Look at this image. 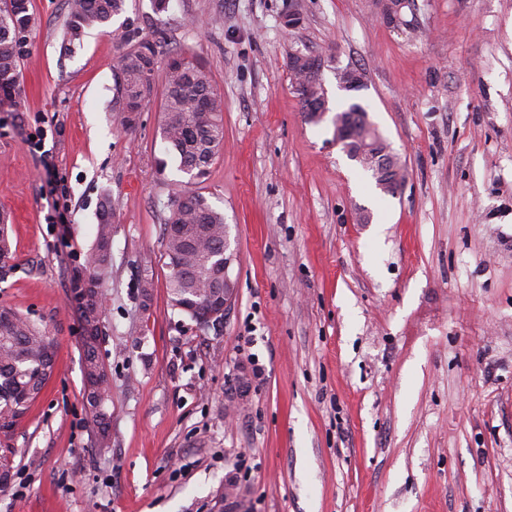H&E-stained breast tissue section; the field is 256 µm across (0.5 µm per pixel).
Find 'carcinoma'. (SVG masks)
<instances>
[{"label": "carcinoma", "mask_w": 512, "mask_h": 512, "mask_svg": "<svg viewBox=\"0 0 512 512\" xmlns=\"http://www.w3.org/2000/svg\"><path fill=\"white\" fill-rule=\"evenodd\" d=\"M125 11L126 0H69L65 37L74 44L94 28L111 35L117 53L113 100L122 104L136 100L142 105L154 96V73L163 51L159 43L143 38L130 20L113 26L114 18ZM32 22L28 0H4L0 7V90L19 82L21 45ZM160 108V136L179 158L180 171L191 181L205 177L224 149L223 102L209 71L182 54L168 56ZM364 112L359 103L337 110L338 129L349 146L346 156L371 173L374 157L382 153L387 164L395 166L390 177L402 175L398 156L380 136L366 130ZM165 232L171 306L194 323L187 307H210L223 297L224 212L202 193L180 188L173 193ZM111 242L112 200L105 195L99 203L95 245L85 265L88 283L101 298L100 286L112 272ZM56 347L54 337L44 328L10 308H0V418L18 424L26 404L40 397L47 384L40 368L48 351ZM82 351L84 406L93 430L104 441L112 424V385L109 376L100 373L104 362L98 346H84Z\"/></svg>", "instance_id": "1"}]
</instances>
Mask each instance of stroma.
Masks as SVG:
<instances>
[{"instance_id":"obj_1","label":"stroma","mask_w":512,"mask_h":512,"mask_svg":"<svg viewBox=\"0 0 512 512\" xmlns=\"http://www.w3.org/2000/svg\"><path fill=\"white\" fill-rule=\"evenodd\" d=\"M67 10L30 0L20 82L0 97V307L58 344L43 394L0 436V512H512V0H416L414 31L381 23L376 0H126L223 101L224 150L197 189L224 212L237 296L206 332L167 295L164 224L188 177L160 101L124 128L112 38L64 48ZM298 51L363 72L362 90L330 67L324 86L399 155L396 195L332 145L331 118L307 120ZM58 184L63 226L45 220ZM106 192L102 453L71 288Z\"/></svg>"}]
</instances>
